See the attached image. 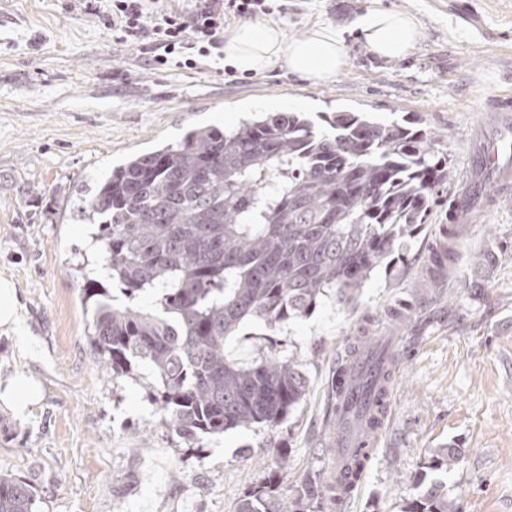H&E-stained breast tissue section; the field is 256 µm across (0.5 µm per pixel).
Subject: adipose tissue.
Masks as SVG:
<instances>
[{"label":"adipose tissue","instance_id":"1","mask_svg":"<svg viewBox=\"0 0 512 512\" xmlns=\"http://www.w3.org/2000/svg\"><path fill=\"white\" fill-rule=\"evenodd\" d=\"M356 25L369 50L381 58L404 56L417 40L416 22L399 11H373ZM224 53L242 71H263L281 62L295 73L317 79L335 76L346 63L339 34L326 26L312 28L298 39L272 25L241 26L231 32Z\"/></svg>","mask_w":512,"mask_h":512}]
</instances>
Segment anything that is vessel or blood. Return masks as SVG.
<instances>
[{"mask_svg":"<svg viewBox=\"0 0 512 512\" xmlns=\"http://www.w3.org/2000/svg\"><path fill=\"white\" fill-rule=\"evenodd\" d=\"M497 146H483L473 158V172L494 171L499 197L512 196V166L499 164ZM388 339H380L374 349L347 358L338 370L337 389L341 399L336 405V445L338 475L336 494L352 495L356 479L343 471L353 457L369 462L377 435L388 418L390 390L386 374Z\"/></svg>","mask_w":512,"mask_h":512,"instance_id":"vessel-or-blood-1","label":"vessel or blood"}]
</instances>
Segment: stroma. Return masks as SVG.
Returning <instances> with one entry per match:
<instances>
[{
	"label": "stroma",
	"instance_id": "1",
	"mask_svg": "<svg viewBox=\"0 0 512 512\" xmlns=\"http://www.w3.org/2000/svg\"><path fill=\"white\" fill-rule=\"evenodd\" d=\"M278 4L268 21L288 37L338 31L342 71L248 74L218 59L160 69L70 0H0V275L16 288L24 330L0 329V382L25 375L43 390L23 412L0 404V473L33 483L36 512H235L265 482L295 498L309 477L334 473L337 367L382 334L395 339L390 413L342 512H401L432 451L449 445L466 453L443 477L460 512H512V200L488 206L496 188L487 182L451 269L432 262L449 239V206L470 188L474 141L495 132L485 104L512 96V0ZM372 10L415 18L418 39L405 56L367 49L356 21ZM254 110L419 119L448 178L425 224L353 304L328 296L276 332L250 322L227 343L241 361L271 343L297 355L309 378L299 408L272 430L187 442L166 427L149 372L109 379L88 341L91 307L73 272L88 245L76 194L120 157L178 140L198 122L235 126ZM273 446L285 450L286 468L268 455Z\"/></svg>",
	"mask_w": 512,
	"mask_h": 512
}]
</instances>
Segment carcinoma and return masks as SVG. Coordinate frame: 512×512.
I'll list each match as a JSON object with an SVG mask.
<instances>
[{"label":"carcinoma","mask_w":512,"mask_h":512,"mask_svg":"<svg viewBox=\"0 0 512 512\" xmlns=\"http://www.w3.org/2000/svg\"><path fill=\"white\" fill-rule=\"evenodd\" d=\"M447 177L431 136L406 121L340 111H255L232 129L195 124L181 138L130 154L84 195L106 269L128 303L85 301L91 347L112 378L143 367L159 384L165 425L184 440L231 429L276 428L305 401L309 378L270 345L248 364L224 356L247 320L270 332L310 315L331 294L349 305L400 242L425 223ZM142 294L150 307L134 304ZM465 463L439 448L429 469ZM402 512H458L447 485L423 475ZM321 478L285 502L261 485L236 512H310L329 499ZM37 490L0 476V512H35Z\"/></svg>","instance_id":"obj_1"}]
</instances>
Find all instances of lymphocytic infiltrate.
I'll return each mask as SVG.
<instances>
[{
  "label": "lymphocytic infiltrate",
  "mask_w": 512,
  "mask_h": 512,
  "mask_svg": "<svg viewBox=\"0 0 512 512\" xmlns=\"http://www.w3.org/2000/svg\"><path fill=\"white\" fill-rule=\"evenodd\" d=\"M75 9L103 17L118 43L140 45L154 66L196 68L204 58H223L224 25L231 19L272 15L271 0H195L183 12L172 0H73Z\"/></svg>",
  "instance_id": "f902f5d3"
}]
</instances>
